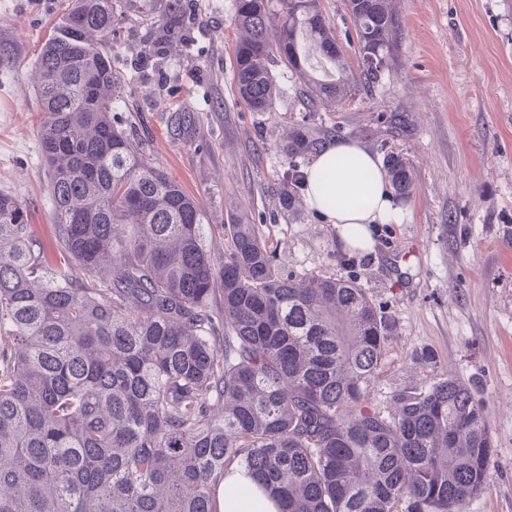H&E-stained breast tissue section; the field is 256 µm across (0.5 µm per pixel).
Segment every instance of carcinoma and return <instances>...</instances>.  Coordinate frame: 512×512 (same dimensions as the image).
Returning <instances> with one entry per match:
<instances>
[{
  "mask_svg": "<svg viewBox=\"0 0 512 512\" xmlns=\"http://www.w3.org/2000/svg\"><path fill=\"white\" fill-rule=\"evenodd\" d=\"M118 0H68L36 59L41 150L59 257L0 190V512H217L244 467L283 512H465L493 452L482 404L457 378L364 405L391 330L351 279L283 276L240 210L224 256L202 206L112 118L122 89L103 50ZM364 85L398 60L396 0H344ZM237 95L269 112L281 66L315 112L353 96L320 0H235ZM331 63L320 76L311 52ZM322 147L298 123L280 141L295 215L298 158ZM395 194L408 161L386 154ZM224 306L210 298L216 281Z\"/></svg>",
  "mask_w": 512,
  "mask_h": 512,
  "instance_id": "obj_1",
  "label": "carcinoma"
}]
</instances>
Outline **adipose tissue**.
<instances>
[{"instance_id": "adipose-tissue-1", "label": "adipose tissue", "mask_w": 512, "mask_h": 512, "mask_svg": "<svg viewBox=\"0 0 512 512\" xmlns=\"http://www.w3.org/2000/svg\"><path fill=\"white\" fill-rule=\"evenodd\" d=\"M305 194L310 207L335 228L338 246L347 251L373 253V225L398 216L378 158L355 140L332 141L313 157L305 171ZM241 481L236 472L221 481L218 512H279L260 490L237 495Z\"/></svg>"}]
</instances>
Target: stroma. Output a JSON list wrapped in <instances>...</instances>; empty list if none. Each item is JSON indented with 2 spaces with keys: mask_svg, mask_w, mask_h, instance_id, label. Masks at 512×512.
<instances>
[{
  "mask_svg": "<svg viewBox=\"0 0 512 512\" xmlns=\"http://www.w3.org/2000/svg\"><path fill=\"white\" fill-rule=\"evenodd\" d=\"M180 26L160 22L172 5ZM402 49L395 69L355 98L305 111L300 85L280 74L273 111L252 112L233 80L235 0H122L106 48L124 95L112 116L133 144L204 208L214 256L221 226L246 206L276 249L280 272L355 280L395 324L366 405L383 415L395 396L441 378L482 402L494 452L484 491L466 512H512V0H397ZM64 20L62 0H0V190L31 212L49 253L57 240L40 151L36 56ZM326 140L356 139L375 156L402 153L412 191L399 221L373 229L375 251H342L307 202L296 220L278 202L291 123Z\"/></svg>",
  "mask_w": 512,
  "mask_h": 512,
  "instance_id": "stroma-1",
  "label": "stroma"
}]
</instances>
